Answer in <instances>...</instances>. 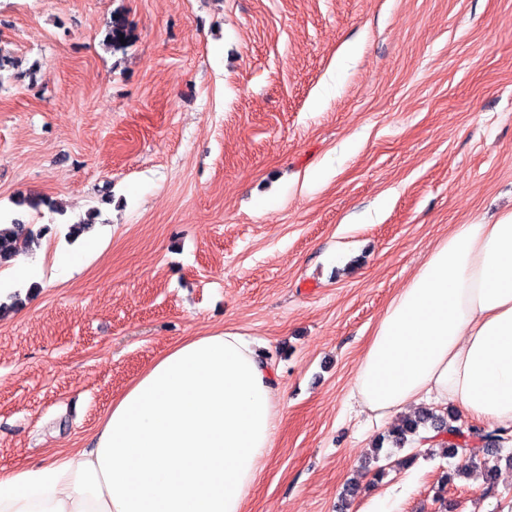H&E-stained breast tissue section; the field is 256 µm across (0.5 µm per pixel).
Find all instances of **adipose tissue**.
Here are the masks:
<instances>
[{
	"label": "adipose tissue",
	"instance_id": "1",
	"mask_svg": "<svg viewBox=\"0 0 512 512\" xmlns=\"http://www.w3.org/2000/svg\"><path fill=\"white\" fill-rule=\"evenodd\" d=\"M376 417L452 403L512 436V215L459 224L389 301L353 378ZM279 382L235 330L190 336L113 400L88 447L0 470V512H245Z\"/></svg>",
	"mask_w": 512,
	"mask_h": 512
}]
</instances>
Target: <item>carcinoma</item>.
Wrapping results in <instances>:
<instances>
[{
    "label": "carcinoma",
    "instance_id": "obj_1",
    "mask_svg": "<svg viewBox=\"0 0 512 512\" xmlns=\"http://www.w3.org/2000/svg\"><path fill=\"white\" fill-rule=\"evenodd\" d=\"M131 38L132 29L126 16L120 10L114 12L104 39L105 45L114 52L123 51ZM98 216L99 211L93 210L83 221L70 225L68 237L75 240L92 231ZM19 225L20 221L17 218H0V266H8L18 255L31 251L32 246L39 244V241L49 232L47 226L29 230L26 242L21 247L15 231V227ZM424 430L435 432L436 446L444 457H454L468 446L467 437L453 424L451 415L438 414L430 409H424L410 418L403 419L398 426L389 431L387 440L394 447L403 448L413 443L414 438L420 436ZM474 470L481 473L486 483L493 482L496 468L487 465L485 461L478 464L468 460L458 467V471L463 474Z\"/></svg>",
    "mask_w": 512,
    "mask_h": 512
}]
</instances>
